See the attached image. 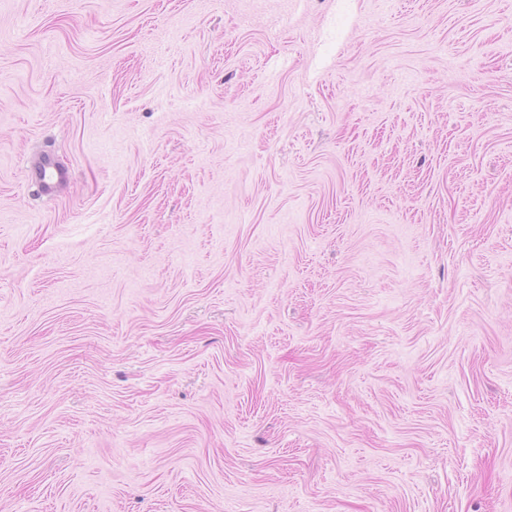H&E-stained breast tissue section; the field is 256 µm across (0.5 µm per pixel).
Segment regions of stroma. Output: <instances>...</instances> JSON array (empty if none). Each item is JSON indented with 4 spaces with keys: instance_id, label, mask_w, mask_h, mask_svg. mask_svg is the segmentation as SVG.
<instances>
[{
    "instance_id": "35a3bbf8",
    "label": "stroma",
    "mask_w": 512,
    "mask_h": 512,
    "mask_svg": "<svg viewBox=\"0 0 512 512\" xmlns=\"http://www.w3.org/2000/svg\"><path fill=\"white\" fill-rule=\"evenodd\" d=\"M0 512H512V0H0Z\"/></svg>"
}]
</instances>
